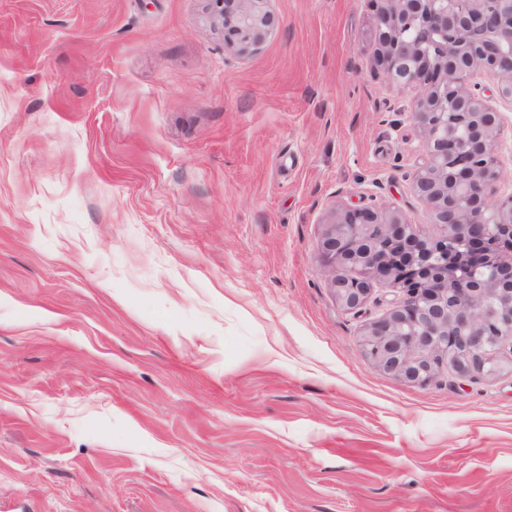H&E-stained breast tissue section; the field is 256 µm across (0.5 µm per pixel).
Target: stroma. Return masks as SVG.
Listing matches in <instances>:
<instances>
[{"label":"stroma","mask_w":512,"mask_h":512,"mask_svg":"<svg viewBox=\"0 0 512 512\" xmlns=\"http://www.w3.org/2000/svg\"><path fill=\"white\" fill-rule=\"evenodd\" d=\"M0 0V512H512V375L413 385L334 212L431 231L369 0ZM211 17L215 26H224L225 44L239 57L255 54L274 26L271 0H214Z\"/></svg>","instance_id":"1"}]
</instances>
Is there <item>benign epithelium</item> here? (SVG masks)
I'll list each match as a JSON object with an SVG mask.
<instances>
[{"label": "benign epithelium", "mask_w": 512, "mask_h": 512, "mask_svg": "<svg viewBox=\"0 0 512 512\" xmlns=\"http://www.w3.org/2000/svg\"><path fill=\"white\" fill-rule=\"evenodd\" d=\"M271 0H215L211 17L240 57L274 26ZM376 64L415 91L409 118L424 131L415 196L435 232L372 204L332 217L320 255L337 304L357 314L375 282L399 293L364 325L360 346L380 371L425 385L445 368L512 373V193L503 174L501 107L512 106V0H371ZM498 80L496 98L482 81Z\"/></svg>", "instance_id": "7a95c632"}]
</instances>
